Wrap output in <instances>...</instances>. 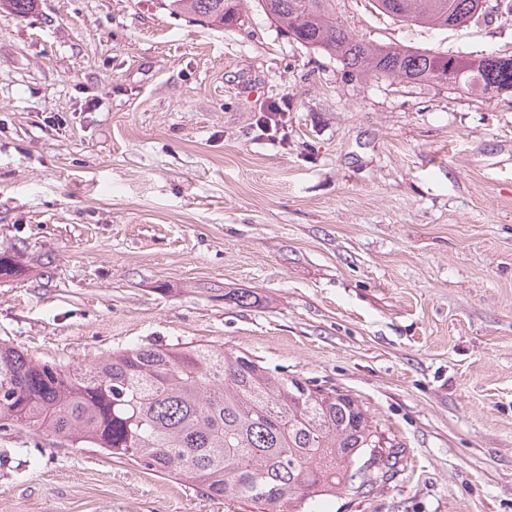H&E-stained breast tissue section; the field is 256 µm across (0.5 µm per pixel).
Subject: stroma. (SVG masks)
<instances>
[{"mask_svg": "<svg viewBox=\"0 0 512 512\" xmlns=\"http://www.w3.org/2000/svg\"><path fill=\"white\" fill-rule=\"evenodd\" d=\"M336 11L374 43L512 55L502 0L460 29ZM0 254V342L33 358L210 341L361 401L397 463L312 512H512V91L361 78L256 0L224 28L0 0ZM0 512L248 509L10 430Z\"/></svg>", "mask_w": 512, "mask_h": 512, "instance_id": "35a3bbf8", "label": "stroma"}]
</instances>
